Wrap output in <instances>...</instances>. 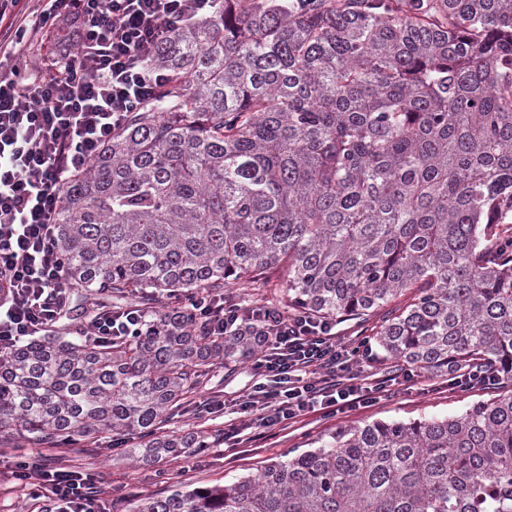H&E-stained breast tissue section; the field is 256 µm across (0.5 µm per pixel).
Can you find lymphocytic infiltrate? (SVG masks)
I'll return each mask as SVG.
<instances>
[{
  "label": "lymphocytic infiltrate",
  "mask_w": 512,
  "mask_h": 512,
  "mask_svg": "<svg viewBox=\"0 0 512 512\" xmlns=\"http://www.w3.org/2000/svg\"><path fill=\"white\" fill-rule=\"evenodd\" d=\"M218 0H0V350L53 327L66 292L56 247V217L67 184L86 170L135 108L170 80L150 60L159 45L209 14ZM54 37L48 56L22 74L17 61ZM190 314L211 335L257 329L256 379L235 404L224 445L245 447L244 430L288 427L310 412L331 416L370 407L397 392L413 371L374 376L369 340L344 344L336 324L266 308L242 314L220 296L194 302ZM136 309L96 315L88 334L107 343L141 333ZM16 484L48 490V512H95L93 478L20 456Z\"/></svg>",
  "instance_id": "obj_1"
}]
</instances>
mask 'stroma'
<instances>
[{"label": "stroma", "mask_w": 512, "mask_h": 512, "mask_svg": "<svg viewBox=\"0 0 512 512\" xmlns=\"http://www.w3.org/2000/svg\"><path fill=\"white\" fill-rule=\"evenodd\" d=\"M251 384L248 362L213 366L202 384L187 394L181 407L165 421L164 431L183 432L223 429L227 413L218 412L197 417L193 404L218 395L231 400L242 395ZM444 374L423 373L410 390L383 400L369 408L355 409L337 416L323 417L313 413L290 429L265 428L252 448H205L195 457L183 455L160 461L132 462L125 436L109 435L100 440H77L68 446L44 444L36 452L51 464H63L96 475L105 493L102 505L107 512H132L143 498L158 495L174 485L216 486L235 475L249 474L267 461L288 452L311 449L318 439L337 429L361 425L379 419H414L421 416H447L460 413L475 402L489 399L486 390L451 392Z\"/></svg>", "instance_id": "obj_1"}]
</instances>
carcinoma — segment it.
<instances>
[{
  "instance_id": "cac0c4a2",
  "label": "carcinoma",
  "mask_w": 512,
  "mask_h": 512,
  "mask_svg": "<svg viewBox=\"0 0 512 512\" xmlns=\"http://www.w3.org/2000/svg\"><path fill=\"white\" fill-rule=\"evenodd\" d=\"M153 64L171 81L57 216L79 297L65 316L134 304L144 335L98 344L64 324L0 352V435L124 433L154 461L214 447L160 424L258 339L211 336L185 303L274 278L321 319L386 309L385 358L512 380V0H222ZM491 389L459 415L341 428L133 512H512V390Z\"/></svg>"
}]
</instances>
